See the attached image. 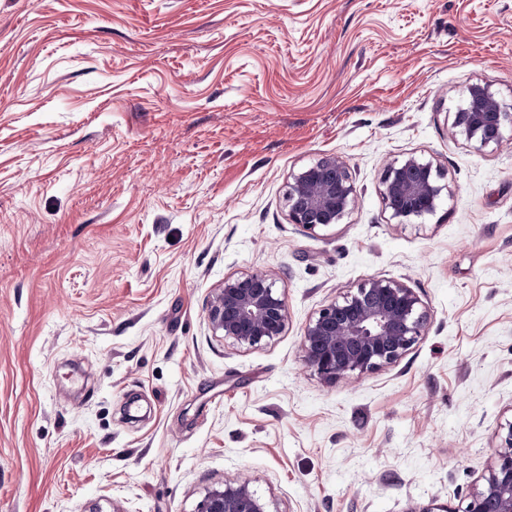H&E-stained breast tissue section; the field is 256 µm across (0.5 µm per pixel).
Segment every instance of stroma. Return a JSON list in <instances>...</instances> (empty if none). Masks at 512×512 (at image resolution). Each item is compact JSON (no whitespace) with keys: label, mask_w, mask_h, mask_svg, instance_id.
<instances>
[{"label":"stroma","mask_w":512,"mask_h":512,"mask_svg":"<svg viewBox=\"0 0 512 512\" xmlns=\"http://www.w3.org/2000/svg\"><path fill=\"white\" fill-rule=\"evenodd\" d=\"M512 107V0H0V512H462L512 419V136H452L473 84ZM349 164L317 235L289 176ZM449 192L393 223L408 155ZM263 272L288 327L216 335ZM370 278L429 314L396 364L322 383L309 319ZM356 194L347 162L333 154L292 174L284 198L290 223L313 234L342 223ZM282 287L264 273L227 277L207 305L209 323L225 339L255 348L281 336L288 324ZM196 512H267L248 483H228L208 492Z\"/></svg>","instance_id":"1"}]
</instances>
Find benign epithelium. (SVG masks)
Segmentation results:
<instances>
[{
  "instance_id": "benign-epithelium-1",
  "label": "benign epithelium",
  "mask_w": 512,
  "mask_h": 512,
  "mask_svg": "<svg viewBox=\"0 0 512 512\" xmlns=\"http://www.w3.org/2000/svg\"><path fill=\"white\" fill-rule=\"evenodd\" d=\"M467 106L455 113L453 136L477 147L497 142L512 128V109L486 86L466 88ZM380 194L390 218L413 224L434 213L448 191L444 174L433 162L415 155L384 169ZM356 186L347 162L327 155L290 176L285 192L290 223L313 234L340 224L352 210ZM214 332L240 346L255 348L281 336L288 324L284 291L264 273L227 277L207 305ZM426 311L413 289L395 281L368 279L355 290L322 307L306 324L301 350L325 384L358 372L397 363L424 335ZM495 464L464 512H512V420L501 425L493 448ZM197 512H267L247 483H228L208 492Z\"/></svg>"
}]
</instances>
